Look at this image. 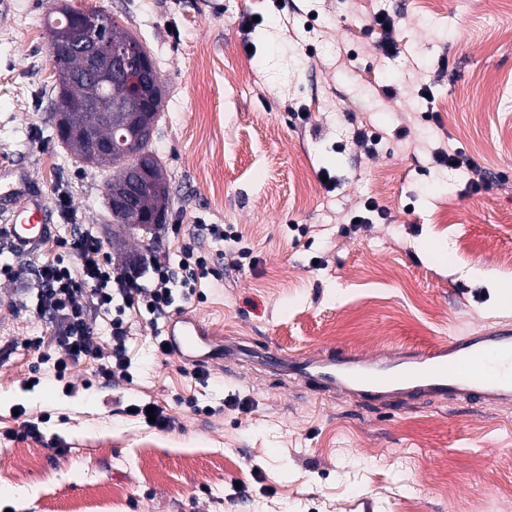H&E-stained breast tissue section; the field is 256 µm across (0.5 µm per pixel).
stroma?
Instances as JSON below:
<instances>
[{
  "instance_id": "stroma-1",
  "label": "stroma",
  "mask_w": 512,
  "mask_h": 512,
  "mask_svg": "<svg viewBox=\"0 0 512 512\" xmlns=\"http://www.w3.org/2000/svg\"><path fill=\"white\" fill-rule=\"evenodd\" d=\"M70 2L116 17L152 56L163 100L150 149L169 223L229 224L242 238L206 241L223 278L184 306L215 342L379 356L512 324V288L491 281L512 278V0ZM59 4L9 0L0 13V169L70 210L116 265L176 259L172 230L112 223L108 173L57 138L46 18ZM381 10L398 19L394 59L366 31ZM231 71L248 88L229 86ZM364 123L406 136L370 156L351 138ZM439 146L472 157L492 188L468 192L434 163ZM369 197L386 219L350 225ZM69 231L58 220L37 252L0 250L18 272L0 276V489L24 492L0 496V512H512V405L362 402L257 358L198 376L135 312L130 377L83 359L56 382L26 345L52 323L22 302ZM141 401L170 427L125 414ZM27 421L40 438H22ZM148 407L155 408V411L153 413V415L155 416V422L153 423L148 422ZM129 409H135V412H129ZM124 411L129 416L141 419L146 425H148L151 428L165 429L170 425V418L164 413V410L161 407H159L155 402L148 401L143 404L130 405Z\"/></svg>"
}]
</instances>
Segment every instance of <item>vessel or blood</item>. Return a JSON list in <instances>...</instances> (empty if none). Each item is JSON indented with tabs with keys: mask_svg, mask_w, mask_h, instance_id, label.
<instances>
[{
	"mask_svg": "<svg viewBox=\"0 0 512 512\" xmlns=\"http://www.w3.org/2000/svg\"><path fill=\"white\" fill-rule=\"evenodd\" d=\"M0 196L8 198L7 233L20 246L41 244L52 233V216L42 196L0 176ZM169 345L188 363L208 366L233 356L234 346L213 345L207 326L196 314L176 316L166 327ZM500 359L512 360V330L486 336L449 337L447 345L427 349L403 347L383 358L352 352H323L289 360L276 349L266 350L264 365L283 371L305 385L340 391L364 400L389 394L467 396L479 394L486 404L512 400V375L493 372Z\"/></svg>",
	"mask_w": 512,
	"mask_h": 512,
	"instance_id": "obj_1",
	"label": "vessel or blood"
}]
</instances>
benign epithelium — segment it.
Returning <instances> with one entry per match:
<instances>
[{"label":"benign epithelium","mask_w":512,"mask_h":512,"mask_svg":"<svg viewBox=\"0 0 512 512\" xmlns=\"http://www.w3.org/2000/svg\"><path fill=\"white\" fill-rule=\"evenodd\" d=\"M69 23L78 26L79 39L72 43L56 33L50 34V58L57 68L66 67L71 54H80L85 62L87 76L98 79L107 85L112 81L121 82L125 88L117 106L128 111L153 104L161 90L155 76L153 60L136 43L114 46L99 36L101 18L87 11L68 12ZM155 126H134L125 129L121 141L126 143L131 156L135 177L119 186L107 184L105 200L108 209L116 218H121L132 229L145 224H159L161 216L155 213L144 216L139 209V187L148 178L147 161L151 156L150 144L153 141ZM88 154L95 160L111 157L112 143L97 138L93 134L85 136Z\"/></svg>","instance_id":"1"}]
</instances>
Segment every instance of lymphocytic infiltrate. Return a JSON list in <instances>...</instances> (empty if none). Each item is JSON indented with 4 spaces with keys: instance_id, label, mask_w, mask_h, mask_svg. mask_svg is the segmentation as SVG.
Here are the masks:
<instances>
[{
    "instance_id": "obj_1",
    "label": "lymphocytic infiltrate",
    "mask_w": 512,
    "mask_h": 512,
    "mask_svg": "<svg viewBox=\"0 0 512 512\" xmlns=\"http://www.w3.org/2000/svg\"><path fill=\"white\" fill-rule=\"evenodd\" d=\"M62 246L80 263L72 268L63 258L55 257L39 265L34 285L35 308L51 316L56 323L52 339L37 336L28 345L41 349L53 343L59 354L53 362L56 378H65L73 364L83 359L96 362L99 373L107 376L126 374L128 326L124 314L147 309L154 320L168 319L175 303V288L191 291L214 270L197 236L183 238L177 262L148 261L145 268L118 270L111 254L97 238L82 229H74L62 239ZM112 312V346L101 349L91 326L93 314Z\"/></svg>"
}]
</instances>
